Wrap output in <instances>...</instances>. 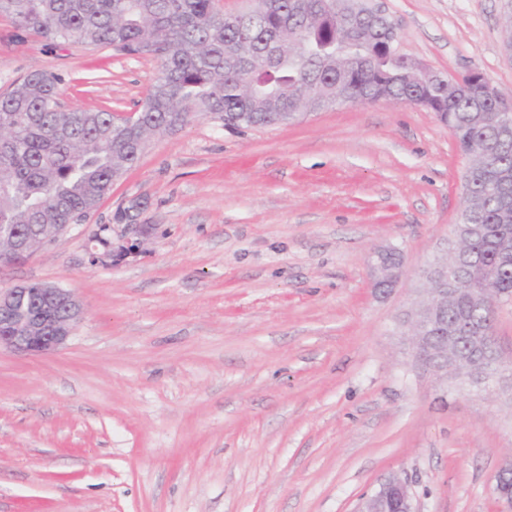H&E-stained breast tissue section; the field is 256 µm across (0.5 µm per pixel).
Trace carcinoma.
<instances>
[{
    "label": "carcinoma",
    "mask_w": 512,
    "mask_h": 512,
    "mask_svg": "<svg viewBox=\"0 0 512 512\" xmlns=\"http://www.w3.org/2000/svg\"><path fill=\"white\" fill-rule=\"evenodd\" d=\"M233 23L214 0H0V13L43 38L87 47L120 45L160 60V72L133 119L65 109L54 76L30 72L0 96V253L16 234L35 244L55 224H83L140 160L151 139L212 115L227 128L284 124L303 113L389 97L441 113L468 158L462 180L470 225L461 287L493 288L512 302V96L489 92L483 77L424 75L394 54L385 21L359 16L362 0H261ZM355 57L336 52L349 18ZM495 327L496 313L459 299L448 323Z\"/></svg>",
    "instance_id": "cac0c4a2"
}]
</instances>
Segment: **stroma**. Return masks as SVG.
<instances>
[{
	"label": "stroma",
	"instance_id": "35a3bbf8",
	"mask_svg": "<svg viewBox=\"0 0 512 512\" xmlns=\"http://www.w3.org/2000/svg\"><path fill=\"white\" fill-rule=\"evenodd\" d=\"M382 5L408 56L512 94V0ZM159 69L0 15V95L41 70L64 107L131 113ZM467 165L397 102L153 139L86 223L0 270V290L51 282L86 308L59 350L0 352V512H355L394 473L419 512H505L512 389L438 382L400 325L452 246ZM99 224L147 233L94 265ZM388 245L404 273L383 295ZM397 254V260L393 263L387 261V256ZM403 254L395 246L378 250L374 253V270L376 272V286L383 292L394 288L400 281L402 274Z\"/></svg>",
	"mask_w": 512,
	"mask_h": 512
}]
</instances>
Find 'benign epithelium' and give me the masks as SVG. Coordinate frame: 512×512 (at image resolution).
Returning a JSON list of instances; mask_svg holds the SVG:
<instances>
[{
  "mask_svg": "<svg viewBox=\"0 0 512 512\" xmlns=\"http://www.w3.org/2000/svg\"><path fill=\"white\" fill-rule=\"evenodd\" d=\"M110 224H99L94 234L106 237L104 252H93L90 260L97 263L112 258ZM403 254L395 247L374 253L376 286L388 291L400 281ZM462 259L456 249L437 260L425 271L431 288L425 303L410 313L408 325L413 339L415 357L431 368L441 380L457 377L482 386V389L512 388V361L505 360L497 336H491L475 325L465 331L446 336L433 335L434 327L443 321L448 309V296L465 297L472 305L483 307L499 304L490 289L476 293L469 288H455ZM85 309L71 291L51 283L33 291L18 284L0 291V350L22 354H47L61 348L74 328L83 320ZM512 463L502 466L497 474L495 491L512 508ZM418 512L406 481L392 476L371 494L361 498L356 512Z\"/></svg>",
  "mask_w": 512,
  "mask_h": 512,
  "instance_id": "obj_1",
  "label": "benign epithelium"
}]
</instances>
